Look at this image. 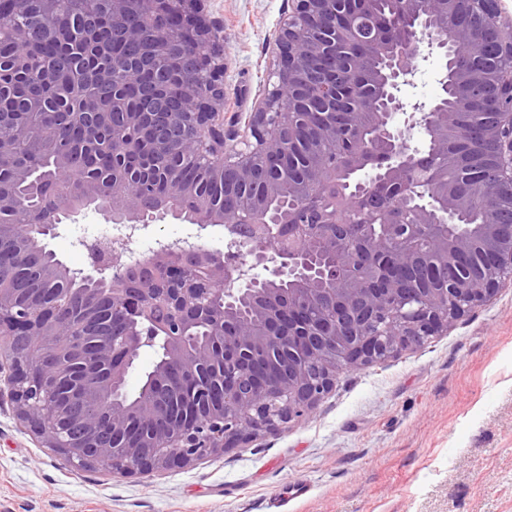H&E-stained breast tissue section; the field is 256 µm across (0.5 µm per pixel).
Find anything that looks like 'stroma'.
Wrapping results in <instances>:
<instances>
[{
  "instance_id": "35a3bbf8",
  "label": "stroma",
  "mask_w": 512,
  "mask_h": 512,
  "mask_svg": "<svg viewBox=\"0 0 512 512\" xmlns=\"http://www.w3.org/2000/svg\"><path fill=\"white\" fill-rule=\"evenodd\" d=\"M289 0H207L224 24V118L247 121L267 86ZM445 60L421 62L402 94L433 105ZM88 215L61 224L48 247L73 269L76 240L102 232ZM185 240L223 250L224 229L150 225L128 251ZM306 497L285 512H512V287L423 347L342 373L312 414L191 465L124 477L84 467L24 427L0 402V512H271L284 484Z\"/></svg>"
}]
</instances>
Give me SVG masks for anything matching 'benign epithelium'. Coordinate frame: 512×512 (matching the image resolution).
Instances as JSON below:
<instances>
[{
    "label": "benign epithelium",
    "instance_id": "benign-epithelium-1",
    "mask_svg": "<svg viewBox=\"0 0 512 512\" xmlns=\"http://www.w3.org/2000/svg\"><path fill=\"white\" fill-rule=\"evenodd\" d=\"M201 2L141 0L156 20L153 41L180 52L189 71L179 111L148 126L149 113L127 110L119 99H112V110L122 112L125 128L147 126L159 150L179 143L212 176L224 180L228 193L262 180L261 190L234 218L224 210L197 222L202 230L230 225L236 234L233 249L224 253L195 244L162 245L152 252L148 266L165 265L163 277L152 275L131 288L125 281V249L114 247L110 239L97 240L88 246L93 273L81 278L101 287L75 290L56 301L47 296L48 289L31 285L0 293V339L11 344L7 383L19 417L70 461L125 476L188 465L310 414L342 371L424 345L512 282V225L462 228L455 223L459 213L491 189L512 195V17L502 18L501 0H430L435 12L467 14L468 24L453 38L497 34L505 65L493 97L480 72L458 78V87L491 109L485 130L491 161L482 178L463 190L435 178L425 203L414 196L422 158L411 141L415 132H425L434 151L448 154V124L457 123V116L448 111L445 94L426 112L398 95L400 86L413 83L422 47L448 51V36L428 21L414 19L408 0H398L392 25L375 24L368 44L349 48L348 65L337 57L330 65V72L348 80L365 76L379 83L380 98L359 107L338 103L336 120L322 124L310 113L294 111L284 91L299 84L311 67V34L327 24L325 13L333 0H292L276 37L271 68L276 81L250 113L244 134L224 122V58L218 48L224 27L199 17ZM110 4L112 28L142 41L145 32L132 16V0ZM367 49L380 64L369 75L361 65ZM376 108L382 118L374 138L387 149L374 170L362 116ZM309 130L318 140L357 147L315 159L312 181L322 197L323 215L313 224H299L295 212L273 210L270 202L286 194L301 196L306 186L274 174L260 177L257 160L280 159L288 138ZM27 139V129L0 121V160L21 157ZM140 147L113 133V153L123 157ZM343 184L356 199L353 213L359 220L354 224L340 223V209L329 201L330 189ZM380 184L392 195L379 208L372 196ZM101 195L109 196L108 210L101 212L107 222L146 228L163 218L158 209L165 204H155L146 183L133 190L81 184L61 196L60 210L75 222L89 200ZM477 247L489 256L485 271L478 277L461 274L462 262ZM323 249L336 253L330 288L315 260ZM276 282L290 287H272ZM105 308L115 319L128 318L129 329L122 336L100 337L97 347L88 350L84 337L97 327ZM66 310L80 314L77 323H67ZM199 325L209 329L204 341L192 332ZM145 347L156 349L160 359L129 407L119 397ZM64 348L99 383L53 398L51 392L66 381L67 364L60 358ZM217 365L224 369V385L196 386L200 415L176 419L157 387L195 380Z\"/></svg>",
    "mask_w": 512,
    "mask_h": 512
}]
</instances>
